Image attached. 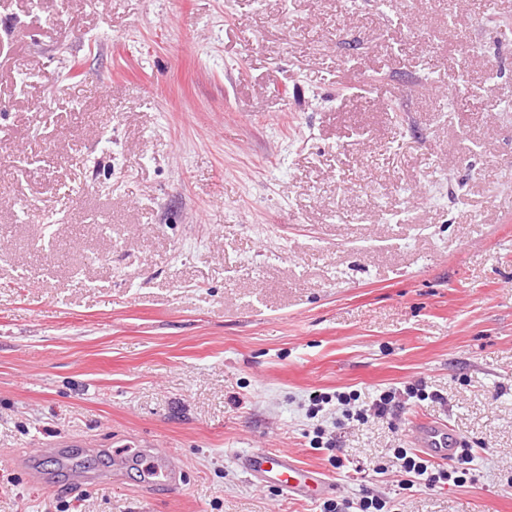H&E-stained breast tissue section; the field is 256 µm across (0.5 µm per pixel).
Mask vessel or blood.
<instances>
[{
  "label": "vessel or blood",
  "mask_w": 512,
  "mask_h": 512,
  "mask_svg": "<svg viewBox=\"0 0 512 512\" xmlns=\"http://www.w3.org/2000/svg\"><path fill=\"white\" fill-rule=\"evenodd\" d=\"M412 441L420 453L429 459L446 461L453 458L461 441L450 431L447 423L421 421L412 430ZM237 467L254 482L272 486L293 500H312L332 494L335 486L316 468L299 464L283 452L251 450L236 457ZM142 472L147 481L169 490L178 489L176 467L164 455L145 456Z\"/></svg>",
  "instance_id": "b4317fda"
}]
</instances>
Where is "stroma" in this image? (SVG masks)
Wrapping results in <instances>:
<instances>
[{
	"label": "stroma",
	"instance_id": "obj_1",
	"mask_svg": "<svg viewBox=\"0 0 512 512\" xmlns=\"http://www.w3.org/2000/svg\"><path fill=\"white\" fill-rule=\"evenodd\" d=\"M512 0H0V512H512ZM81 78L67 79L72 62ZM496 74H489L488 65ZM436 400L460 487L349 480L312 391ZM179 467L172 493L120 458ZM235 464L254 482L275 487L293 500H312L335 490L321 471L299 464L287 453L251 450L238 455ZM354 502L350 503L347 499L341 500H327L320 505V512H397L399 509H392L394 501L382 499L374 494L363 495L359 501L353 506ZM355 508L357 510H349Z\"/></svg>",
	"mask_w": 512,
	"mask_h": 512
}]
</instances>
